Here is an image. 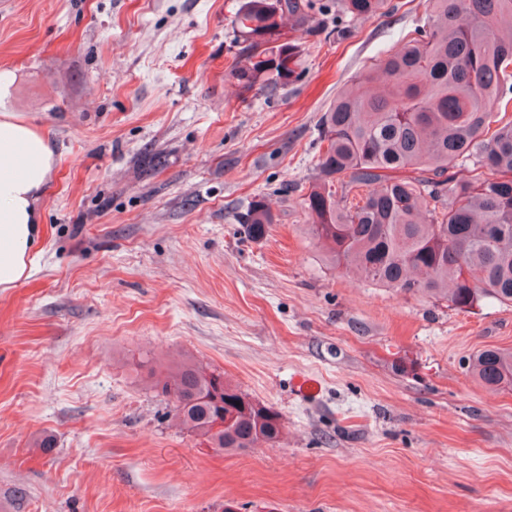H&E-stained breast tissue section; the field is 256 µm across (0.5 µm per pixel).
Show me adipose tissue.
<instances>
[{
	"mask_svg": "<svg viewBox=\"0 0 512 512\" xmlns=\"http://www.w3.org/2000/svg\"><path fill=\"white\" fill-rule=\"evenodd\" d=\"M54 161L49 140L33 125L0 116V290L15 287L32 270L39 202Z\"/></svg>",
	"mask_w": 512,
	"mask_h": 512,
	"instance_id": "obj_1",
	"label": "adipose tissue"
}]
</instances>
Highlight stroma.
<instances>
[{
	"instance_id": "1",
	"label": "stroma",
	"mask_w": 512,
	"mask_h": 512,
	"mask_svg": "<svg viewBox=\"0 0 512 512\" xmlns=\"http://www.w3.org/2000/svg\"><path fill=\"white\" fill-rule=\"evenodd\" d=\"M240 2L0 0V114L55 149L33 273L0 291V493L24 486L22 512H512V390L468 371L512 350V305L343 275L302 204L322 114L426 0L337 16L287 87L247 99L224 80ZM258 199L275 222L255 240L237 215ZM142 351L223 371L282 443L206 448Z\"/></svg>"
}]
</instances>
